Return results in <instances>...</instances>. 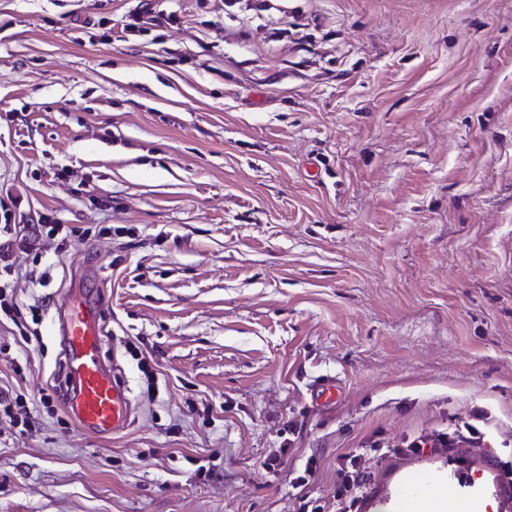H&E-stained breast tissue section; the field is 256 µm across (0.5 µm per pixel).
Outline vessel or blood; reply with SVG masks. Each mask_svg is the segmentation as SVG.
<instances>
[{
	"label": "vessel or blood",
	"instance_id": "b4317fda",
	"mask_svg": "<svg viewBox=\"0 0 512 512\" xmlns=\"http://www.w3.org/2000/svg\"><path fill=\"white\" fill-rule=\"evenodd\" d=\"M58 320L73 387L68 402L73 415L83 429L101 437L123 431L130 422L132 391L119 370L103 362L99 297L64 299Z\"/></svg>",
	"mask_w": 512,
	"mask_h": 512
}]
</instances>
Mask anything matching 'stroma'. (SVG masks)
Segmentation results:
<instances>
[{"instance_id":"35a3bbf8","label":"stroma","mask_w":512,"mask_h":512,"mask_svg":"<svg viewBox=\"0 0 512 512\" xmlns=\"http://www.w3.org/2000/svg\"><path fill=\"white\" fill-rule=\"evenodd\" d=\"M46 220L81 233L12 253L0 512H334L362 448L359 512L420 470L512 512V0H0V225ZM81 290L111 438L67 407ZM58 315L73 387L68 402L72 414L83 429L100 437L123 431L130 422L132 391L116 365L110 370L103 362L101 300L65 298ZM363 454H347L337 469L338 480L336 482V512L357 511L353 510L367 488L370 475L361 465Z\"/></svg>"}]
</instances>
